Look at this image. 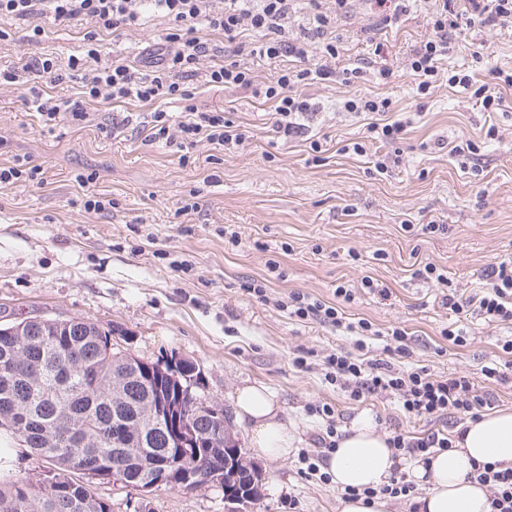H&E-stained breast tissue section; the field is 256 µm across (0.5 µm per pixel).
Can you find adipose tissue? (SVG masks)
<instances>
[{
  "label": "adipose tissue",
  "mask_w": 512,
  "mask_h": 512,
  "mask_svg": "<svg viewBox=\"0 0 512 512\" xmlns=\"http://www.w3.org/2000/svg\"><path fill=\"white\" fill-rule=\"evenodd\" d=\"M235 413L247 424L256 456L287 458L295 442L283 409L265 386L247 384L236 394ZM501 462L512 466V412L498 411L469 422L462 441L430 455L413 468L426 486L417 498L418 512H488L485 487L469 480L475 464ZM397 465L394 450L370 413L358 415L339 436L327 470L336 487L377 488L387 484Z\"/></svg>",
  "instance_id": "ef3b65f1"
}]
</instances>
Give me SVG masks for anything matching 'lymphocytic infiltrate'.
Here are the masks:
<instances>
[{
    "label": "lymphocytic infiltrate",
    "instance_id": "obj_1",
    "mask_svg": "<svg viewBox=\"0 0 512 512\" xmlns=\"http://www.w3.org/2000/svg\"><path fill=\"white\" fill-rule=\"evenodd\" d=\"M348 0H0V18L27 20L48 17L58 22L84 20L93 29L85 37L80 53L70 55L66 63L46 55L32 59L22 68L0 69V86H16L27 90L31 109L44 124L61 122L72 126L96 123L103 131L111 125L90 112L92 103L102 98L116 102L155 104L142 129L153 142L179 143L189 148L207 142L219 148L241 146L251 135L246 126L226 119L223 112L200 110L192 106L193 93L187 81L203 75L206 84L218 89H248L255 82L251 68L241 64V57L275 60L293 57L292 66L276 69L264 95L274 111L273 127L280 138L304 136V122L312 105L300 88L312 80L329 79L333 70L330 60L339 54L336 40L330 33L342 16ZM305 12L299 33L290 28L296 13ZM167 19L164 35L168 45L165 55L152 70L139 72L124 60L97 66L100 55L97 32H116L140 27L146 15ZM432 33L415 47L409 67L418 77L417 91L429 94L438 75V63L449 52L448 36L455 31L482 27H504L512 24V0H466L458 7L457 0H438L428 16ZM223 33L233 44L235 61H217V48L203 40L206 32ZM254 34V41L240 40L242 32ZM321 42L323 65L307 67L311 43ZM67 78L80 82L77 99L65 100L45 91V84H57ZM495 86L477 83L473 76L458 72L448 78L449 88L468 94L484 111H496L504 91L512 89V70H496ZM185 102L181 115L165 111L168 103ZM288 305L291 315L315 319L359 335L358 349H365V337L373 335L370 321H346L335 306L301 293L291 294ZM448 307L461 313L472 308L494 323L512 324V262L492 264L487 274L485 291L469 298L449 299ZM395 347L387 348L386 358L365 359L349 354H333L327 359L328 380L346 389L352 400L368 394H390L399 399L410 415L432 419L444 415L459 421L477 420L490 400L472 377L435 376L426 370H397L391 355L402 354L404 334L393 330ZM488 492L489 512H512V466L500 463L475 465L471 474Z\"/></svg>",
    "mask_w": 512,
    "mask_h": 512
}]
</instances>
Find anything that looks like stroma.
<instances>
[{"instance_id": "stroma-1", "label": "stroma", "mask_w": 512, "mask_h": 512, "mask_svg": "<svg viewBox=\"0 0 512 512\" xmlns=\"http://www.w3.org/2000/svg\"><path fill=\"white\" fill-rule=\"evenodd\" d=\"M428 9L427 0H417L390 30L366 0H352L336 26V78L303 88L316 105L304 138L286 141L273 130L261 90L274 63L247 59L255 74L248 90H217L202 76L191 78L198 108L223 110L250 127L252 141L237 151L205 142L181 151L129 128L109 136L93 126L46 125L28 109L24 90L0 87V166L27 157L46 177L41 185L0 187V324L48 316L112 326L116 341L142 359L193 360L202 377L198 395L229 411L241 386L268 387L298 441L287 459H258L264 496L256 512H340L342 491L309 474L300 459L327 425L344 430L367 411L390 436L455 429L447 417L409 416L389 396L350 400L327 380L324 361L355 351V337L289 316L280 306L289 294L340 307L350 322L369 320L377 330L369 339L375 358L383 357L393 329L404 330L408 352L394 360L404 370L482 379V367L502 360L501 346L512 339V326L475 313L464 321L465 345L442 335L456 319L445 295L478 293L491 264L512 261V91L498 111L484 112L449 88L448 74L472 71L490 83L495 69H512V27L454 35L436 87L424 96L408 60L431 33ZM33 24L0 20L9 33L0 42V68L41 54L66 61L90 29L44 18L33 47ZM166 27L157 17L118 38L99 33L100 58L120 55L149 69ZM374 38L388 45L380 64L371 53ZM478 48L479 62L472 57ZM381 65L392 71L384 81L376 76ZM352 95L388 99L390 119L411 118L404 138L370 143L361 156L343 152L368 121L344 110ZM314 140L320 151L311 150ZM468 140L480 150L465 160L453 148ZM384 160L388 168L378 169ZM87 168L97 170L95 190L112 199L111 211L84 209L74 177ZM192 197L198 210L175 220ZM229 225L237 242L224 235ZM428 263L444 271L447 285L418 277ZM367 277L379 291L362 287ZM254 281L265 284L266 299L247 291ZM343 283L352 285V300L336 296ZM325 405L331 418L318 413ZM88 485L112 512H224L216 482L149 493L96 479Z\"/></svg>"}]
</instances>
